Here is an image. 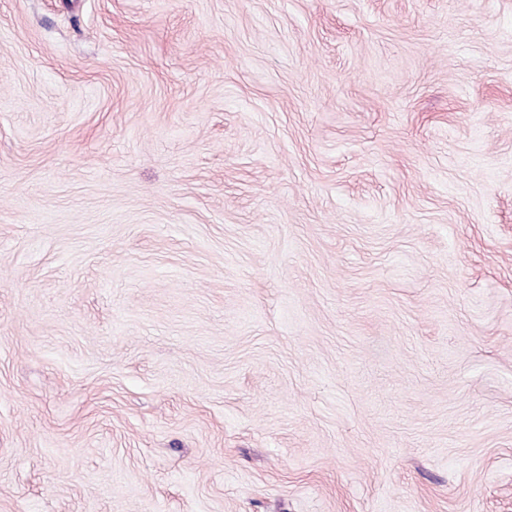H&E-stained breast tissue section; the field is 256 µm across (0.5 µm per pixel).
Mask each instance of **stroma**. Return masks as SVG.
Returning a JSON list of instances; mask_svg holds the SVG:
<instances>
[{
    "mask_svg": "<svg viewBox=\"0 0 512 512\" xmlns=\"http://www.w3.org/2000/svg\"><path fill=\"white\" fill-rule=\"evenodd\" d=\"M0 512H512V0H0Z\"/></svg>",
    "mask_w": 512,
    "mask_h": 512,
    "instance_id": "stroma-1",
    "label": "stroma"
}]
</instances>
